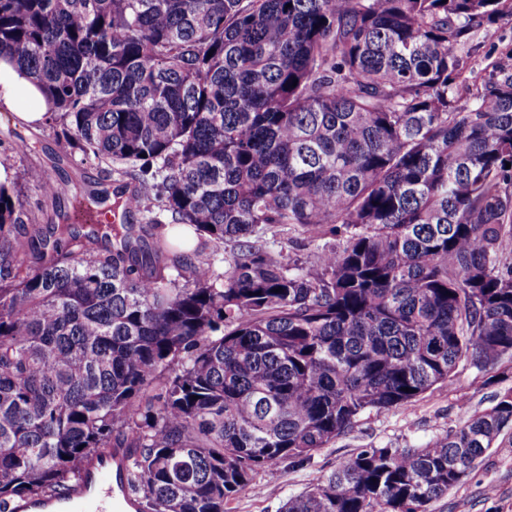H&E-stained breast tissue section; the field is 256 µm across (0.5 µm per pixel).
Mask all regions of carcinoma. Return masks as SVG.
<instances>
[{"mask_svg": "<svg viewBox=\"0 0 512 512\" xmlns=\"http://www.w3.org/2000/svg\"><path fill=\"white\" fill-rule=\"evenodd\" d=\"M512 0H0V62L116 173L123 223H35L0 182V512L126 460L134 512H228L263 469L466 362L512 359V65L457 48ZM157 204L215 246L178 251ZM277 225L311 240L284 264ZM512 388L417 448H363L284 512H432ZM260 243L273 254L288 263V256L298 258L301 261H311L318 247L323 244L333 245L336 240L330 236L322 240L309 242L297 231H288V228L280 226H267L260 232Z\"/></svg>", "mask_w": 512, "mask_h": 512, "instance_id": "carcinoma-1", "label": "carcinoma"}]
</instances>
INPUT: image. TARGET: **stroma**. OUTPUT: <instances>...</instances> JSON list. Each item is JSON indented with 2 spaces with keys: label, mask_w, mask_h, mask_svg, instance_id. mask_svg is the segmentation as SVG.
I'll return each instance as SVG.
<instances>
[{
  "label": "stroma",
  "mask_w": 512,
  "mask_h": 512,
  "mask_svg": "<svg viewBox=\"0 0 512 512\" xmlns=\"http://www.w3.org/2000/svg\"><path fill=\"white\" fill-rule=\"evenodd\" d=\"M512 50V25L500 27L495 37L476 35L464 49L469 69L483 74L496 57ZM30 142L28 152L12 150L15 133ZM35 166L45 168L63 187L57 202L46 201L40 189L23 179V173ZM0 179L17 183L21 199L35 214L38 223H59L69 215L77 192L94 185L111 187L96 163L84 159L80 151L58 140L53 122L37 127L20 122L13 112L0 107ZM260 242L279 259L294 257L312 260L319 244L296 231L280 226L265 227ZM512 387V372L478 371L460 364L452 385H439L423 394L412 408H393L363 415L347 432L315 453L311 463L296 468L281 461L260 471L249 493L229 503V512H281L282 505L345 459L364 448L392 446L419 447L429 439L459 427L474 411L489 407L495 394ZM434 512H512V436H501L470 478L449 490L434 503Z\"/></svg>",
  "instance_id": "35a3bbf8"
}]
</instances>
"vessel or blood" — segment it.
Masks as SVG:
<instances>
[{"label":"vessel or blood","instance_id":"obj_1","mask_svg":"<svg viewBox=\"0 0 512 512\" xmlns=\"http://www.w3.org/2000/svg\"><path fill=\"white\" fill-rule=\"evenodd\" d=\"M130 496L125 469L103 459L77 492L62 498L59 512H125Z\"/></svg>","mask_w":512,"mask_h":512}]
</instances>
